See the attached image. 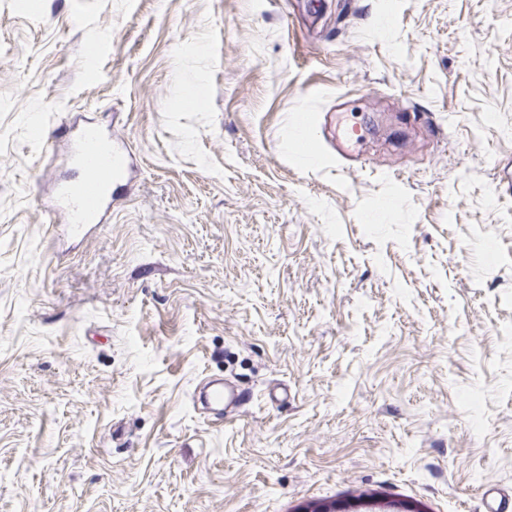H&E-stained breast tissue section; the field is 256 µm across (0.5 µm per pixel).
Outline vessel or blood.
I'll list each match as a JSON object with an SVG mask.
<instances>
[{"mask_svg": "<svg viewBox=\"0 0 512 512\" xmlns=\"http://www.w3.org/2000/svg\"><path fill=\"white\" fill-rule=\"evenodd\" d=\"M71 156L83 171L77 184L63 186L60 199L73 231L87 224H101L112 203V181L127 166V157L115 151L93 129L82 130L71 138ZM252 398L251 393L229 387L224 382L212 384L204 394L206 404L224 412L243 407Z\"/></svg>", "mask_w": 512, "mask_h": 512, "instance_id": "vessel-or-blood-1", "label": "vessel or blood"}]
</instances>
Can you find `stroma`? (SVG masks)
I'll list each match as a JSON object with an SVG mask.
<instances>
[{
	"mask_svg": "<svg viewBox=\"0 0 512 512\" xmlns=\"http://www.w3.org/2000/svg\"><path fill=\"white\" fill-rule=\"evenodd\" d=\"M321 2L0 0V512L512 499V0ZM71 156L83 171L75 185H65L60 199L72 230L78 232L85 224H104L112 203V178L119 177L127 167V156L112 151L94 129H84L70 139ZM204 401L214 410L224 414L229 411L243 407L252 399V394L244 389H234L223 381L213 383L204 393Z\"/></svg>",
	"mask_w": 512,
	"mask_h": 512,
	"instance_id": "obj_1",
	"label": "stroma"
}]
</instances>
